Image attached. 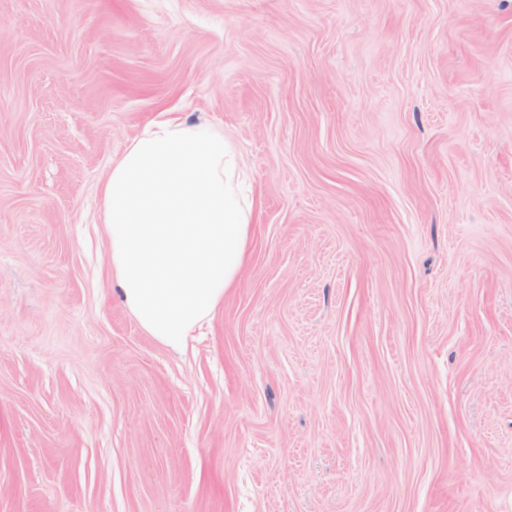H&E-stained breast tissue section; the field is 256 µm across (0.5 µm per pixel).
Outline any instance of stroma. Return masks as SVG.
I'll list each match as a JSON object with an SVG mask.
<instances>
[{"mask_svg": "<svg viewBox=\"0 0 512 512\" xmlns=\"http://www.w3.org/2000/svg\"><path fill=\"white\" fill-rule=\"evenodd\" d=\"M163 111L254 200L181 353L99 196ZM0 512H512V0H0Z\"/></svg>", "mask_w": 512, "mask_h": 512, "instance_id": "35a3bbf8", "label": "stroma"}]
</instances>
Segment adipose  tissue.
Instances as JSON below:
<instances>
[{
  "label": "adipose tissue",
  "instance_id": "obj_1",
  "mask_svg": "<svg viewBox=\"0 0 512 512\" xmlns=\"http://www.w3.org/2000/svg\"><path fill=\"white\" fill-rule=\"evenodd\" d=\"M223 129L173 115L146 125L100 185L112 278L148 336L183 349L238 283L252 232Z\"/></svg>",
  "mask_w": 512,
  "mask_h": 512
}]
</instances>
